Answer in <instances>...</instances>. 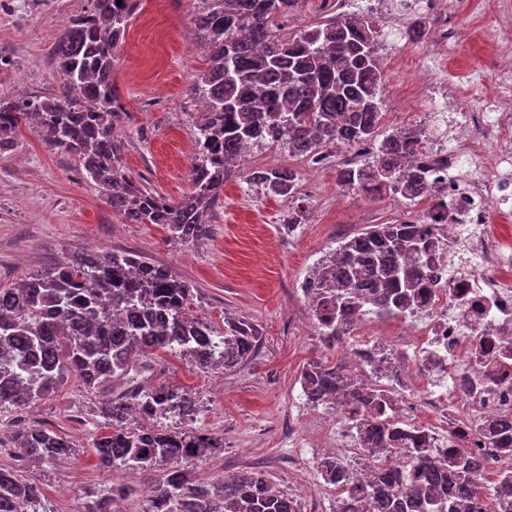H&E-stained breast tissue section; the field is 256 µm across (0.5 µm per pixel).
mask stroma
<instances>
[{
  "instance_id": "35a3bbf8",
  "label": "stroma",
  "mask_w": 512,
  "mask_h": 512,
  "mask_svg": "<svg viewBox=\"0 0 512 512\" xmlns=\"http://www.w3.org/2000/svg\"><path fill=\"white\" fill-rule=\"evenodd\" d=\"M88 7V0H0V95L13 94L20 83L31 94L58 91L61 77L51 49L67 21ZM482 50L467 28L444 53ZM408 51L420 70L442 73L438 60L444 53L432 43ZM204 66L182 0H143L112 72L126 109L116 133L125 144V172L172 199L190 190L185 171L199 104L188 91ZM384 73L383 128L413 125L424 102L412 94L410 76L389 66ZM320 188L319 198L297 195L294 203L306 207L308 219L288 234L282 229L286 201L256 192L242 178L228 180L208 238L181 246L160 225L124 223L73 161L49 150L41 134L25 125L14 149L0 156V284L38 273L74 250L133 251L191 282L199 317L219 327L228 317L252 321L261 331L260 345L234 368L202 370L169 353L157 358L158 381L184 387L200 406L193 423L162 419L158 425L219 440L220 454L200 456L191 465L199 481L214 483L256 467L277 488L297 496L302 512H334L337 493L322 489L317 462L323 444L335 441L343 416L328 405H307L298 378L307 362L333 361L337 352L322 345L296 286L339 241L387 223L409 203L386 196L366 206L361 192L339 185L333 168L321 173ZM101 399V392L72 377L50 397L0 411V430L34 423L75 448L71 458L41 463L0 448V466L37 485L46 512H82L86 491L106 492L114 485L129 490L126 512H143L153 475L96 466L92 442L103 431Z\"/></svg>"
}]
</instances>
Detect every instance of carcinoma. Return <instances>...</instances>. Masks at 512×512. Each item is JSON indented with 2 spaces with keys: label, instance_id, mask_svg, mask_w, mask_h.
Here are the masks:
<instances>
[{
  "label": "carcinoma",
  "instance_id": "carcinoma-1",
  "mask_svg": "<svg viewBox=\"0 0 512 512\" xmlns=\"http://www.w3.org/2000/svg\"><path fill=\"white\" fill-rule=\"evenodd\" d=\"M299 0H196L192 23L206 52L190 95L203 102L194 129L206 137L203 157L194 160L191 191L178 200L149 191L121 168L122 142L115 123L124 111L112 70L141 0H90L70 18L55 46L63 77L61 95L0 98V154L11 149L20 127L35 121L46 145L68 155L128 224H160L168 239L190 245L208 237V213L224 195V183L242 177L267 193L294 198L296 175L270 168L242 172L236 164L251 146L286 148L314 158L338 143L374 142L377 150L361 164L339 170L338 182L357 191L393 193L415 202L430 190L422 165L405 163L420 134L396 129L381 135L384 84L378 30L363 14H328L291 36L280 21ZM426 23L416 18L403 33L418 45ZM427 234L416 224H373L341 242L315 273L316 327L321 336H349L369 307L410 308L429 278L416 256L428 251ZM196 288L169 267L145 257L109 250H78L52 267L0 287V408H22L57 393L71 376L92 388L127 384L100 402L104 432L93 442L103 471L161 469L143 512H300L298 500L257 471H242L215 484L192 479L187 465L216 447L192 431L147 428L138 416L175 415L197 419L195 399L183 388L151 383L148 363L135 357L174 351L200 369L233 368L261 338L257 326L239 318L223 328L193 314ZM299 382L314 406L339 401L363 412L358 441L381 453L394 442L392 422L381 400L361 390L338 365L314 360ZM10 442L22 457L53 462L70 457V441L37 425L13 430ZM402 481L380 472L358 485L334 458L321 460L322 477L338 490L336 512H470L478 497L494 502L492 512H512L504 484H483L481 462L453 461L454 486L446 489L445 464L421 454ZM118 486L106 494L85 492L84 512H109ZM40 491L15 471L0 469V512H39Z\"/></svg>",
  "mask_w": 512,
  "mask_h": 512
}]
</instances>
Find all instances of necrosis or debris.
<instances>
[{
	"instance_id": "1",
	"label": "necrosis or debris",
	"mask_w": 512,
	"mask_h": 512,
	"mask_svg": "<svg viewBox=\"0 0 512 512\" xmlns=\"http://www.w3.org/2000/svg\"><path fill=\"white\" fill-rule=\"evenodd\" d=\"M418 3L436 47L456 44L463 28L475 27L491 50L475 83L491 85L492 93L476 105L471 89L454 82L423 87L433 109L454 111L456 121L451 135L426 132L415 155L427 164L431 191L408 221L434 242L420 259L430 279L422 308L397 312L398 332H377L375 343L355 335L332 343L346 367L370 348L384 350L397 377L385 390L399 430L397 450L381 457L346 437L329 449L363 482L379 472L411 475L405 452L420 430L432 457L475 456L493 475L512 463V451L498 448L484 426L491 416L512 417V226L506 223L512 212L503 208L512 195V66L496 55L512 45V0H490L478 12L453 0ZM440 200L448 204L442 221L434 210ZM422 410L433 417V428H421Z\"/></svg>"
}]
</instances>
